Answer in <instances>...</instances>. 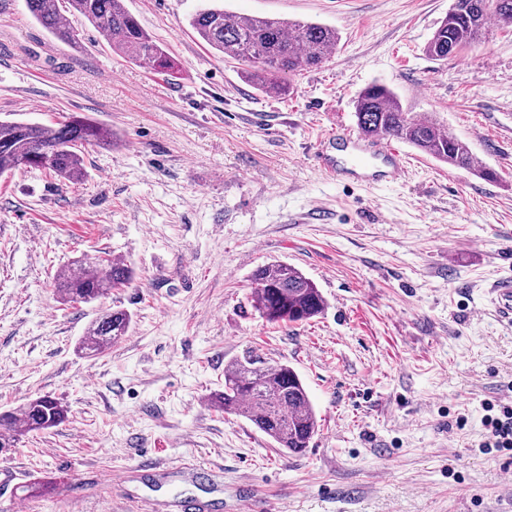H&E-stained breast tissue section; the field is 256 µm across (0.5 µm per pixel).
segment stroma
I'll return each instance as SVG.
<instances>
[{
	"label": "stroma",
	"mask_w": 512,
	"mask_h": 512,
	"mask_svg": "<svg viewBox=\"0 0 512 512\" xmlns=\"http://www.w3.org/2000/svg\"><path fill=\"white\" fill-rule=\"evenodd\" d=\"M449 4L224 0L338 31L330 59L287 76L281 96L198 37L202 0H125L173 75L82 22L72 49L25 0H0V119L81 113L117 140L82 147L79 184L43 168L0 175V411L44 395L68 408L0 454V469L48 484L30 512H133L129 491L204 498L211 512H512V453L480 446L485 402L512 405V324L489 295L512 277V23L435 60L425 46ZM374 83L468 141L496 180L410 146L396 183L323 175L321 137L356 132L354 100ZM82 259L124 261L133 281L64 301L56 277ZM274 260L317 284L321 315L271 325L252 310V275ZM117 309L132 316L125 336L81 353L89 324ZM247 355L302 378L319 425L305 452L212 406ZM146 455L201 457L221 478L110 485Z\"/></svg>",
	"instance_id": "stroma-1"
}]
</instances>
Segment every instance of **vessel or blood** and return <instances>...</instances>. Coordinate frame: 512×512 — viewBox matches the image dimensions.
<instances>
[{
    "label": "vessel or blood",
    "instance_id": "b4317fda",
    "mask_svg": "<svg viewBox=\"0 0 512 512\" xmlns=\"http://www.w3.org/2000/svg\"><path fill=\"white\" fill-rule=\"evenodd\" d=\"M326 141L329 148L318 153L317 161L330 178L339 181L355 179L366 184H377L397 180L407 170V163L399 146L390 137H365L339 131L329 134ZM490 294L497 317L501 321L512 323V278L495 280L490 287ZM202 470V465L192 460L184 462L181 467L169 468L145 459L136 468H127L114 474L111 481L117 485L129 483L137 471L150 472L161 479H192L201 474Z\"/></svg>",
    "mask_w": 512,
    "mask_h": 512
}]
</instances>
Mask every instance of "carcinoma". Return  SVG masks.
I'll return each mask as SVG.
<instances>
[{"instance_id":"cac0c4a2","label":"carcinoma","mask_w":512,"mask_h":512,"mask_svg":"<svg viewBox=\"0 0 512 512\" xmlns=\"http://www.w3.org/2000/svg\"><path fill=\"white\" fill-rule=\"evenodd\" d=\"M483 0H451L448 14L425 46L435 60L482 41L488 20L512 21V0H496L491 11ZM31 17L55 40L77 47L79 33L67 20L83 17L99 32L110 36L112 49L161 72H172L177 63L147 33L125 7L123 0H25ZM190 26L211 48L250 66L246 80L256 89L288 95L283 76L318 68L331 56L339 41L336 29L312 22L278 17L233 14L219 7L201 9ZM358 129L365 135L394 136L421 153L484 179L495 173L478 161L470 144L445 131L432 118L420 119L406 111L395 92L374 84L355 101ZM112 132L85 116L48 126L22 121H0V175L22 168H45L71 182L85 177L78 147L106 145ZM133 272L121 261L82 262L67 267L57 278L61 296L70 302L88 303L114 288H126ZM251 306L269 324L299 323L323 312L326 301L316 285L298 268L274 262L252 276ZM131 316L123 310L107 313L91 323L79 343L89 356L105 352L125 335ZM223 409L250 421L279 447L299 454L309 447L318 421L309 393L296 370L286 363L270 364L252 356L231 362L224 370ZM67 408L50 396H40L20 412L0 413V450L15 447L19 437L61 424Z\"/></svg>"}]
</instances>
